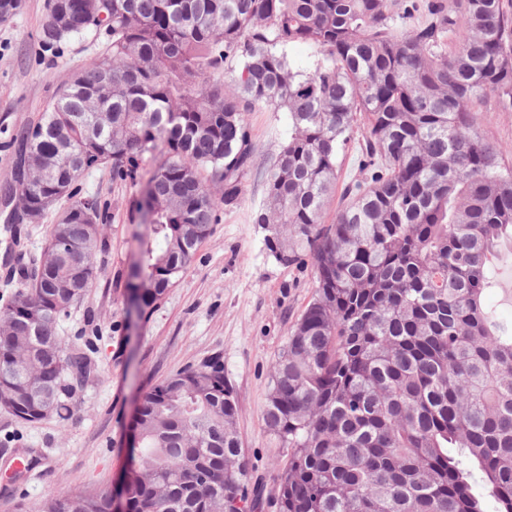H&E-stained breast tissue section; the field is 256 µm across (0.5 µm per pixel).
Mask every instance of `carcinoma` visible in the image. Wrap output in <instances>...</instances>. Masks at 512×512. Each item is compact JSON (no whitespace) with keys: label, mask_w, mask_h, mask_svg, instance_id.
Returning a JSON list of instances; mask_svg holds the SVG:
<instances>
[{"label":"carcinoma","mask_w":512,"mask_h":512,"mask_svg":"<svg viewBox=\"0 0 512 512\" xmlns=\"http://www.w3.org/2000/svg\"><path fill=\"white\" fill-rule=\"evenodd\" d=\"M99 2L50 0L42 48L90 28L110 40L17 135L30 183L0 181L1 203L21 190L41 219L70 201L38 257L29 221L3 224L0 280L13 291L0 305V398L18 402L7 411L39 421L46 395L65 421L95 371L92 340L58 332L107 249L106 205L81 195L80 176L109 164L134 182L153 161L131 201L148 223L125 281L144 316L238 201L253 152L245 114L284 110L288 139L255 223L272 226L277 262L311 266L315 290L264 409L288 452L277 512H512V332L488 299L493 257L512 243V165L476 113L487 98L512 112V0ZM294 43L319 48L312 70L293 69ZM351 147L365 177L341 184ZM231 390L215 357L143 395L128 512H257ZM111 501L74 491L40 512Z\"/></svg>","instance_id":"obj_1"}]
</instances>
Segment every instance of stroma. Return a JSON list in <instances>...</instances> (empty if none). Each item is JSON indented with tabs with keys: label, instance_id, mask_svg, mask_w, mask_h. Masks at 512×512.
Here are the masks:
<instances>
[{
	"label": "stroma",
	"instance_id": "obj_1",
	"mask_svg": "<svg viewBox=\"0 0 512 512\" xmlns=\"http://www.w3.org/2000/svg\"><path fill=\"white\" fill-rule=\"evenodd\" d=\"M49 0H22L19 13L0 23V179L10 171L13 133L38 123L57 86L102 51L104 33L89 32L42 52L36 33ZM253 165L237 203L221 208L194 264L163 300L140 317L130 313L124 279L134 236L129 203L140 187L113 180L101 166L81 179L86 193L107 206L108 247L98 258V277L61 325L72 336L94 315L102 337L97 367L73 400L66 422L49 417L23 423L0 409V512H38L42 501L80 490L111 493L132 465L128 438L136 405L153 384L218 355L238 404L236 422L251 482L266 501L288 455L268 431L263 413L274 361L314 292L311 268L286 267L265 246L254 222L270 176L288 136V115L268 109L248 113ZM498 286L490 301L512 329V248L498 260Z\"/></svg>",
	"mask_w": 512,
	"mask_h": 512
}]
</instances>
